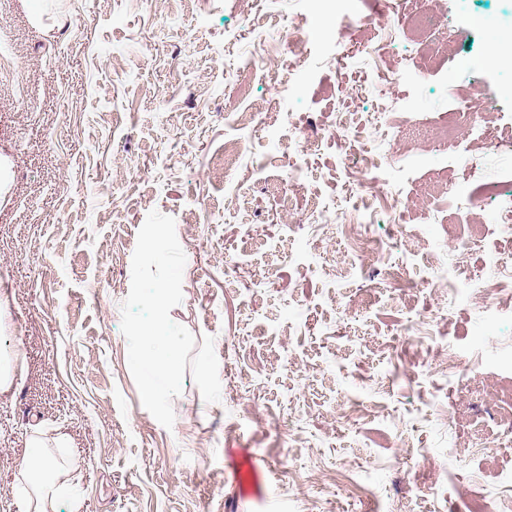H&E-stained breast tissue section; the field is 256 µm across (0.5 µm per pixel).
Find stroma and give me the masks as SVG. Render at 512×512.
<instances>
[{
    "label": "stroma",
    "instance_id": "obj_1",
    "mask_svg": "<svg viewBox=\"0 0 512 512\" xmlns=\"http://www.w3.org/2000/svg\"><path fill=\"white\" fill-rule=\"evenodd\" d=\"M491 29L512 0H0V512L32 437L61 434L47 512H512ZM475 82L488 117L448 146ZM153 210L186 255L170 317L213 337L222 391L185 374L169 429L121 331Z\"/></svg>",
    "mask_w": 512,
    "mask_h": 512
}]
</instances>
